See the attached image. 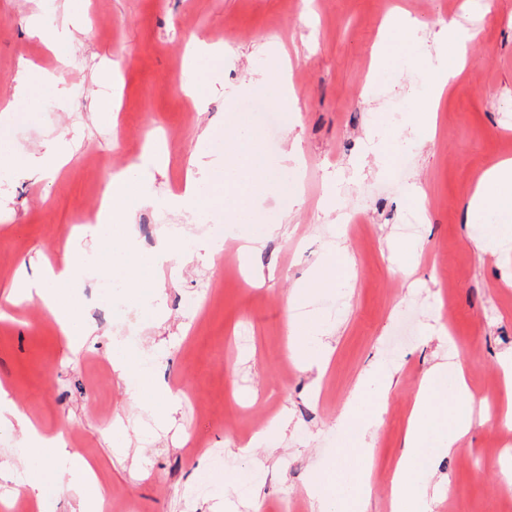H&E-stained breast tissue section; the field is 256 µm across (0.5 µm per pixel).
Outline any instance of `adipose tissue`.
<instances>
[{
  "mask_svg": "<svg viewBox=\"0 0 512 512\" xmlns=\"http://www.w3.org/2000/svg\"><path fill=\"white\" fill-rule=\"evenodd\" d=\"M418 20L406 17L382 41L378 48V73H385L394 60L396 41H404L402 55L409 66L421 60ZM471 34L456 22L442 26L437 38L436 62L427 70L428 92L423 96L418 112L408 117L409 124L424 128L433 119L436 104L451 79L458 76L467 57ZM238 142L233 148L234 162L210 169L207 177L187 176L182 193L175 195V208L194 214L216 209L234 216L237 223L247 225L249 246H256L282 232L278 224L255 223L254 202L260 190L269 182L270 174L263 154L255 146L254 133L245 113L235 115ZM64 140L47 144L42 151L26 155L12 150L0 151V162L10 170H31L40 174L58 172L66 163ZM168 158L150 154L141 164L131 165L108 184L109 206L101 212L97 223L89 225L88 234L96 243L95 265L85 262L86 252L77 248L65 252L56 266L46 267L41 276H21L5 298L6 303L18 299L38 301L47 309L68 347L83 345L91 327L83 317L79 291L90 268L112 273L126 271L127 286L133 294L154 288L153 273L147 272V262L133 249L115 251L112 247V225L128 220V203L137 198L138 189L150 169L165 166ZM491 209L502 215L501 223L490 225L483 232H468L464 238L473 249L498 268L507 269L505 285H512V223L506 217L512 213V161L503 160L486 168L477 176L468 202V213ZM353 261L344 239H336L322 264L297 284L290 301H297L311 292L332 293L348 284ZM294 359L303 365L323 368L332 347L329 326L322 322L288 323ZM112 367L118 377L129 382L134 396L143 405L157 410L164 419L171 418L176 408L164 402L162 386H154L152 396H143L144 375L137 354L123 345L112 350ZM390 394L386 375L378 367H369L362 376L348 404L342 411L337 433L339 448L334 467L315 477L306 492L315 505L314 512H360L362 495L368 488L365 463L373 439L382 423ZM476 422L473 396L461 368L438 363L421 379L414 404L407 420L403 451L395 465L391 486V512H429L438 488L433 477L440 457L453 454ZM14 425L23 434L27 451L23 465L27 486L36 499L45 494H66L77 499L79 512H96L104 491L96 480L92 464L83 456L69 452L64 442L44 434L16 406L6 400L0 390V427Z\"/></svg>",
  "mask_w": 512,
  "mask_h": 512,
  "instance_id": "obj_1",
  "label": "adipose tissue"
}]
</instances>
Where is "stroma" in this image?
Masks as SVG:
<instances>
[{
	"instance_id": "stroma-1",
	"label": "stroma",
	"mask_w": 512,
	"mask_h": 512,
	"mask_svg": "<svg viewBox=\"0 0 512 512\" xmlns=\"http://www.w3.org/2000/svg\"><path fill=\"white\" fill-rule=\"evenodd\" d=\"M0 0V96L12 94L20 65L54 78L35 87L32 99L1 128L18 154L40 151L59 137L72 141L62 171L45 177L21 171L0 182V295L31 265L58 264L76 242L73 216L101 191L103 163H137L121 140L169 132V163L155 173L132 210L131 231H118L114 249L135 246L157 257L158 288L126 301L134 350L150 355L153 380L178 402L160 424L136 402L117 375L102 370L118 338L104 317L108 304L91 273L81 304L94 332L89 346L69 350L49 312L35 303L0 312V384L15 405L68 448L93 461L104 489L102 512H250L224 490L232 471L264 484L261 512H313L306 494L314 474L336 461L337 420L359 375L382 363L394 379L383 422L367 463L371 490L361 512H390L389 492L402 452L406 422L423 373L435 362L462 366L476 403L503 404L500 359L512 353V287L500 272L463 247L464 215L473 176L512 158V0ZM404 11L429 26L432 53L444 18L472 30L470 62L449 87L438 110V130L409 132L411 164L395 171L371 150L379 113L407 114L425 94L423 67L407 68L396 81H371V50L384 20ZM68 22L70 63L57 69L55 53L30 34L31 19ZM224 45V66L206 76L184 66L188 42ZM284 52L288 77L299 90L298 109L264 105L251 115L273 172L291 147L302 152L301 201L289 206L280 191L261 192L256 221L283 225L286 233L264 244L244 271L223 260L207 263L187 254H164L149 224L181 225L184 238L204 240L223 223L171 206L185 183L203 129L214 133L210 161H224L236 134L234 112L247 99L243 85L273 76L271 58ZM64 87L58 97L56 87ZM119 100L111 121L96 101ZM367 159L359 172L353 164ZM424 188L419 212L412 186ZM339 194L346 210L363 213L364 237L347 236L354 260L344 298L315 294L298 306L289 293L326 252L340 222L326 212V192ZM416 238L403 257L401 244ZM414 265L412 278L398 270ZM212 285L202 325L185 302ZM316 318L332 325L333 352L325 372L294 364L286 322ZM247 332L249 352L237 338ZM192 391L197 406L182 400ZM286 435L240 453L257 426L280 414ZM21 432L0 429V512H71L66 498L37 502L19 460ZM512 463V437L495 422L475 426L437 473L450 481L448 496L433 512H512L501 472Z\"/></svg>"
}]
</instances>
